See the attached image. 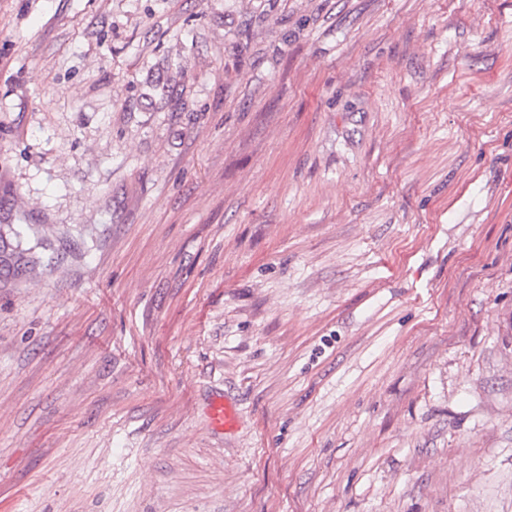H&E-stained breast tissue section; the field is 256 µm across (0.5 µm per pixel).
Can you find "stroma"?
Instances as JSON below:
<instances>
[{
    "label": "stroma",
    "mask_w": 512,
    "mask_h": 512,
    "mask_svg": "<svg viewBox=\"0 0 512 512\" xmlns=\"http://www.w3.org/2000/svg\"><path fill=\"white\" fill-rule=\"evenodd\" d=\"M0 512H512V0H0Z\"/></svg>",
    "instance_id": "1"
}]
</instances>
